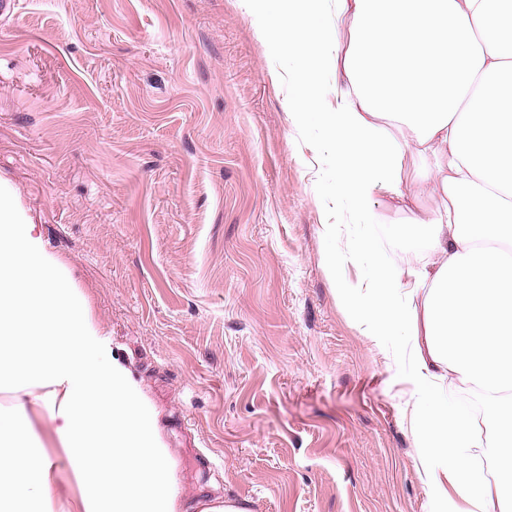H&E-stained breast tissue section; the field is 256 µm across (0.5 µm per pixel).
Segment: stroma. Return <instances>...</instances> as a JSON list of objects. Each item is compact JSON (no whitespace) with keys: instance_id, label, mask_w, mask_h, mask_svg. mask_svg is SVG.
<instances>
[{"instance_id":"obj_1","label":"stroma","mask_w":512,"mask_h":512,"mask_svg":"<svg viewBox=\"0 0 512 512\" xmlns=\"http://www.w3.org/2000/svg\"><path fill=\"white\" fill-rule=\"evenodd\" d=\"M0 182L155 411L187 512H429L410 386L326 271L333 145L238 0H16Z\"/></svg>"}]
</instances>
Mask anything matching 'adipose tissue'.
<instances>
[{"label":"adipose tissue","mask_w":512,"mask_h":512,"mask_svg":"<svg viewBox=\"0 0 512 512\" xmlns=\"http://www.w3.org/2000/svg\"><path fill=\"white\" fill-rule=\"evenodd\" d=\"M272 15L299 77L293 120L336 148V197L369 223L376 193L410 214L427 261L404 287L374 241H336L337 295L413 385L408 427L431 512H512V0H241ZM337 78L336 102L319 88ZM426 160L405 182L406 156ZM458 380L486 398L485 428L449 402ZM0 392L51 412L74 484L22 405L0 407V512H180L175 466L151 408L112 357L16 194L0 185ZM493 457L488 478L475 454Z\"/></svg>","instance_id":"obj_1"}]
</instances>
